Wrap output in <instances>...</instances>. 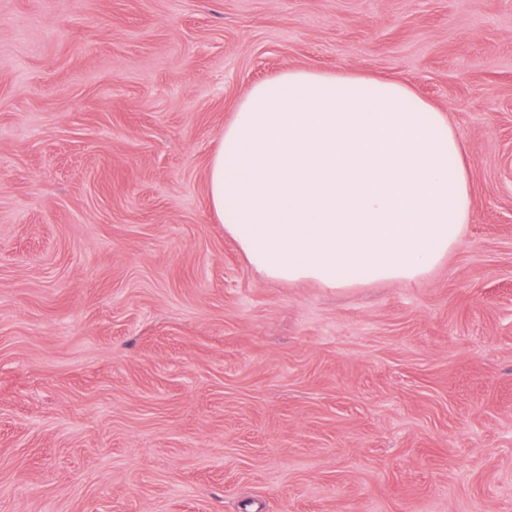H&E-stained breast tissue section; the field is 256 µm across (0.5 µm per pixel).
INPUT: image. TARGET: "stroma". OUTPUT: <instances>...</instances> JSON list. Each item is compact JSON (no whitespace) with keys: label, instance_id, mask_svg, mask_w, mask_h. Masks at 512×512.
<instances>
[{"label":"stroma","instance_id":"stroma-1","mask_svg":"<svg viewBox=\"0 0 512 512\" xmlns=\"http://www.w3.org/2000/svg\"><path fill=\"white\" fill-rule=\"evenodd\" d=\"M290 68L467 154L410 284L256 276L211 154ZM0 512H512V0H0Z\"/></svg>","mask_w":512,"mask_h":512}]
</instances>
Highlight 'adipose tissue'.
I'll return each instance as SVG.
<instances>
[{"instance_id": "obj_1", "label": "adipose tissue", "mask_w": 512, "mask_h": 512, "mask_svg": "<svg viewBox=\"0 0 512 512\" xmlns=\"http://www.w3.org/2000/svg\"><path fill=\"white\" fill-rule=\"evenodd\" d=\"M209 205L259 276L409 282L462 241L460 134L405 84L289 69L255 85L210 158Z\"/></svg>"}]
</instances>
